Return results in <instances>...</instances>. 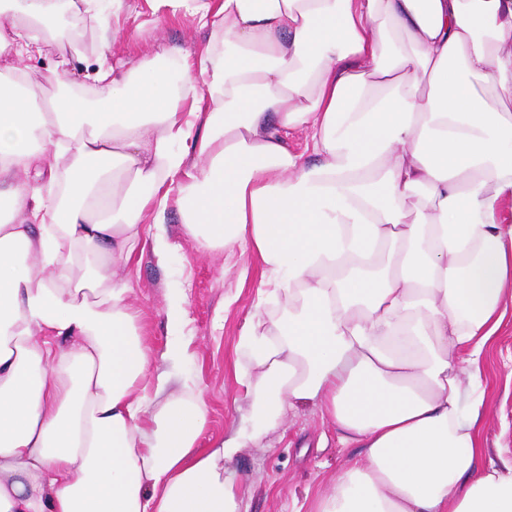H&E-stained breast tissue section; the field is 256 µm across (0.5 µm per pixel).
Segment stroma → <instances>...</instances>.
<instances>
[{"label":"stroma","instance_id":"stroma-1","mask_svg":"<svg viewBox=\"0 0 512 512\" xmlns=\"http://www.w3.org/2000/svg\"><path fill=\"white\" fill-rule=\"evenodd\" d=\"M99 20L70 19L53 26L55 39L44 57L28 60L37 99L55 93L51 71L66 56L71 77L82 80L98 50ZM180 0H126V20L116 35L113 62H135L158 47L178 46L194 53L205 42ZM168 235L172 249L165 262L153 252L150 223L140 226L137 248L124 268L127 298L139 311L138 332L148 355L150 374L166 372L171 389L193 382L207 405L200 447L223 438L250 410V401L234 373L238 340L248 317L262 310L260 260L254 252L226 255L208 249L189 234L178 209H171ZM178 292L184 314L168 317V298ZM181 353L169 359V343ZM486 381L482 439L490 455L512 458V316L482 356ZM359 449L341 445L321 408L309 405L289 415L282 433L269 435L263 447L245 450L236 461L246 480L242 512H298L316 491L330 490L344 470L361 462Z\"/></svg>","mask_w":512,"mask_h":512}]
</instances>
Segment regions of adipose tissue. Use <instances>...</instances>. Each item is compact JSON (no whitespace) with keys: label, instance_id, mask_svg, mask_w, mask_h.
Returning a JSON list of instances; mask_svg holds the SVG:
<instances>
[{"label":"adipose tissue","instance_id":"1","mask_svg":"<svg viewBox=\"0 0 512 512\" xmlns=\"http://www.w3.org/2000/svg\"><path fill=\"white\" fill-rule=\"evenodd\" d=\"M80 1L124 13L0 0V512H240L235 461L314 403L364 463L312 512H512V460L481 435L512 305V0H188L196 65L107 66L105 33V104L81 87L45 111L25 61ZM392 32L410 53H383ZM174 190L209 249L259 254L275 304L239 337L252 410L206 448L121 277L143 220L166 259Z\"/></svg>","mask_w":512,"mask_h":512}]
</instances>
